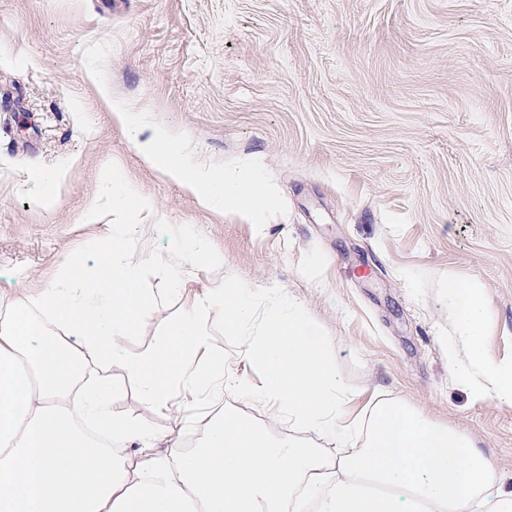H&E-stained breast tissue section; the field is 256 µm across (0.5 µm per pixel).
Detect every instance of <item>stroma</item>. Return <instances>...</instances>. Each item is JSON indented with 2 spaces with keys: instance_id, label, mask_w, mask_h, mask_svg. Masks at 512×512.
Returning a JSON list of instances; mask_svg holds the SVG:
<instances>
[{
  "instance_id": "1",
  "label": "stroma",
  "mask_w": 512,
  "mask_h": 512,
  "mask_svg": "<svg viewBox=\"0 0 512 512\" xmlns=\"http://www.w3.org/2000/svg\"><path fill=\"white\" fill-rule=\"evenodd\" d=\"M102 84L194 164L261 171L278 208L250 224L146 166ZM117 188L151 212L118 207ZM113 224L139 225L126 249L152 300L130 352L215 288L198 264L167 265L177 234L204 240L254 289L256 319L277 294L324 333L355 413L406 403L512 487V407L449 371L447 346L462 362L468 347L442 287L483 283L484 357L512 364V0H0V298L93 265ZM208 323L225 374L260 385L240 353L253 328ZM112 377L113 411L149 424L154 454L198 448L204 413L224 411L332 450L254 397L178 387L161 409Z\"/></svg>"
}]
</instances>
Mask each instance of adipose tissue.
Instances as JSON below:
<instances>
[{"label": "adipose tissue", "mask_w": 512, "mask_h": 512, "mask_svg": "<svg viewBox=\"0 0 512 512\" xmlns=\"http://www.w3.org/2000/svg\"><path fill=\"white\" fill-rule=\"evenodd\" d=\"M99 92L142 160L209 206L232 208L252 224L276 207L278 192L261 176L244 180L191 164L184 144L136 119L107 87ZM137 230L113 226L96 265L70 272L67 285L0 305V512H512V491L497 488L490 465L460 432L402 402L376 405L365 423L351 413L327 338L281 297L271 298L244 346V357L263 370L260 386L225 378L224 355L211 349L210 313L222 315L232 335L254 316L253 291L229 281L164 329L157 348L130 353L124 339L150 300L139 287L141 264L119 244ZM446 286L470 343L469 366L485 370L483 287L453 277ZM202 351L206 362L194 363ZM90 361L99 375L84 385ZM117 364L158 407H169L178 386L217 400L230 390L261 398L347 453L324 457L294 439H270L231 412L209 418L192 451H107L81 421L116 444L145 447L153 439L146 422L112 410Z\"/></svg>", "instance_id": "ef3b65f1"}]
</instances>
